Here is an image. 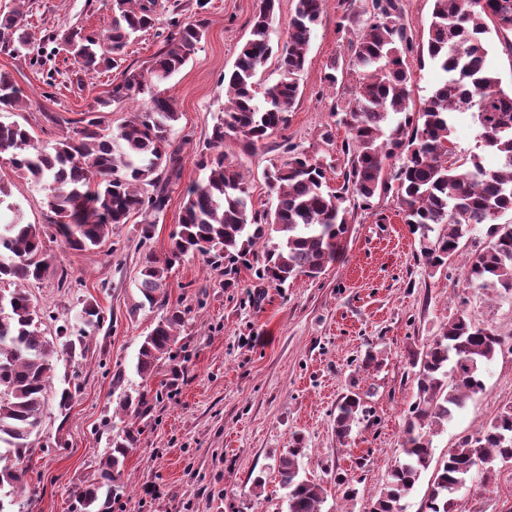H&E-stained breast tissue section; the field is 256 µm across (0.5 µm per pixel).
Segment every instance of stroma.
Wrapping results in <instances>:
<instances>
[{
    "instance_id": "35a3bbf8",
    "label": "stroma",
    "mask_w": 512,
    "mask_h": 512,
    "mask_svg": "<svg viewBox=\"0 0 512 512\" xmlns=\"http://www.w3.org/2000/svg\"><path fill=\"white\" fill-rule=\"evenodd\" d=\"M257 7L258 0H156L159 25L130 40L117 67L87 73L67 57L65 38L78 29L106 42L112 0H27L21 33L28 50L11 54L0 48V70L21 91L19 108L0 119L18 122L36 143L49 145L79 127L96 100L109 97L124 68H149L174 10L202 21L205 32L186 65L162 85L178 112L171 142L180 150L182 168L150 238L142 239V218L135 215L91 251L70 250L58 236L45 240L68 279L63 288L51 276L28 286L45 314L42 334L54 339L64 325L83 340L57 362L24 461L25 486L0 487V512H80L76 484L91 476L112 435L129 422L140 435L120 480L125 512H288L277 464L296 433L306 448L298 459L301 475L327 492L322 512H369L401 455L404 413L416 394L410 351L429 343L461 312L512 336V293L470 290L463 282L467 258L490 241L487 225L472 227L461 242L462 257L432 268L422 254L424 241L442 235L445 225H432L425 236L412 231L390 192L374 197L370 208L354 209L335 260L318 278L300 276L279 289L243 268L228 288L223 269L205 256L177 263L165 292L169 305L185 309L186 321L173 357L152 376L137 373L140 344L161 315L140 304L139 270L146 255L168 254L186 191L207 176L199 153L224 109V74L249 37ZM370 8L371 0H327L287 127L264 147L236 154L255 199L270 201L264 173L293 148L324 164L330 188L342 186L347 131L331 112L339 93L324 76L333 61L346 58ZM346 12L348 26L338 30ZM9 190L6 202L22 223L48 224L40 187L13 174ZM85 299L101 308V326L85 328L78 321ZM369 350L377 352L379 364L365 370L361 361ZM484 381L485 392L433 431L434 461L512 405V354L489 362ZM65 388L71 404L63 414L58 401ZM351 391L360 395L366 415L341 441L333 429L336 406ZM140 392L146 405L125 421L118 413L121 400ZM359 457L366 460L361 469L355 466ZM340 472L357 490L353 499H344L336 484ZM258 477L265 482L259 494L253 491ZM149 487L155 496L146 495ZM453 512H512V463L497 464L490 474L475 470Z\"/></svg>"
}]
</instances>
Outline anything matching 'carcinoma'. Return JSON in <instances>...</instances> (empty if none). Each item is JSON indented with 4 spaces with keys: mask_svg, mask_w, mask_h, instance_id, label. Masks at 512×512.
<instances>
[{
    "mask_svg": "<svg viewBox=\"0 0 512 512\" xmlns=\"http://www.w3.org/2000/svg\"><path fill=\"white\" fill-rule=\"evenodd\" d=\"M276 0H259L250 36L232 69L224 74L227 102L200 152L198 164L206 179L190 187L179 217L180 230L169 253L160 260L149 254L139 272L143 303L163 311L144 337L136 370L154 373L177 343L175 329L185 312L169 308L164 288L169 270L187 256L204 255L224 266L225 286L238 265H255L257 279L283 288L298 276H319L335 259L348 231L353 199L365 209L371 200L397 192L398 214L404 223L427 231L432 224L448 225L425 251L434 268L459 253L460 241L474 224L489 225L490 245L468 262L465 287L512 292V222L498 219L512 212V88L506 90L488 64L486 35L512 31V0H433L426 41L417 62L429 60L448 74L416 110L407 109L412 80L413 38L402 23L400 0H371L368 22L349 42L347 65L333 62L325 80L346 91L332 112L348 129L342 152L350 156L343 185L328 187L322 166L304 152L265 172L275 205H256L235 156L224 150L233 142L244 152L266 144L288 125L299 95L298 76L304 70L313 27L325 0H295L283 46L276 50L272 19ZM155 0H112L109 44L75 32L68 38L81 69L97 72L115 67L117 55L131 36L154 28L160 19ZM25 16V0L0 15V43L15 50L27 45L17 31ZM171 33L145 71L128 69L112 86V101L133 97L140 107L117 130L98 116L54 143L34 144L30 132L17 122L0 120V158L19 177L41 186L50 223L65 244L76 251L101 246L112 227L143 217L142 237L151 236L150 218L169 202L167 184L181 164L170 136L178 119L173 100L160 84L178 72L201 42L203 24L197 20L168 22ZM277 55L280 78L265 84L261 68ZM10 75L0 72V112L20 100ZM461 107L475 109L483 146L497 158L487 167L477 155L465 158L444 150L451 142V121ZM51 269L41 231L34 224H0V484L23 485L22 467L30 438L45 406L55 369L54 343L40 331L41 308L23 288L40 281ZM87 326L104 321L97 303H82ZM508 340L491 326L478 327L461 312L448 320L441 335L410 355L417 394L406 417L403 459L390 469L386 483L373 498L370 512H402L401 500L414 488L432 462L433 448L425 427L442 426L470 395L485 391L483 365L503 353ZM361 398L340 400L334 419L336 437L349 436L358 420ZM138 441L132 429L112 436L98 462V475L76 485L82 512H112L114 482L124 472L130 448ZM302 439L293 437L278 460L280 484L288 490V512H321L324 487L300 476ZM481 460L486 472L498 462H512V406L504 408L478 438L462 437L439 463L425 512H451L454 492L465 486Z\"/></svg>",
    "mask_w": 512,
    "mask_h": 512,
    "instance_id": "cac0c4a2",
    "label": "carcinoma"
}]
</instances>
